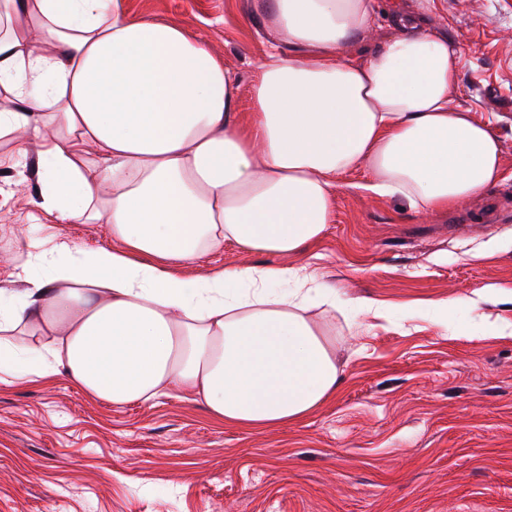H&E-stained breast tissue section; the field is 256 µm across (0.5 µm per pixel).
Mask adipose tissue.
<instances>
[{
  "label": "adipose tissue",
  "instance_id": "1",
  "mask_svg": "<svg viewBox=\"0 0 512 512\" xmlns=\"http://www.w3.org/2000/svg\"><path fill=\"white\" fill-rule=\"evenodd\" d=\"M294 54L266 52L237 113L235 74L172 23L122 0H0V161L36 147L42 207L105 221L111 249L68 241L16 263L0 301V375L64 374L123 405L180 393L251 430L302 421L338 388L336 352L310 306L336 291L307 265L180 266L225 244L289 256L332 224L346 173L410 208L472 199L502 173L487 123L453 112L460 45L397 12L398 36L363 58L342 47L377 22L374 0H260ZM46 272H39L41 261Z\"/></svg>",
  "mask_w": 512,
  "mask_h": 512
}]
</instances>
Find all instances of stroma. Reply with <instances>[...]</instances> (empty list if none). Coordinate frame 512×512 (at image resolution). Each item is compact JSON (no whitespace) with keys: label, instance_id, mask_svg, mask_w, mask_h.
I'll return each instance as SVG.
<instances>
[{"label":"stroma","instance_id":"obj_1","mask_svg":"<svg viewBox=\"0 0 512 512\" xmlns=\"http://www.w3.org/2000/svg\"><path fill=\"white\" fill-rule=\"evenodd\" d=\"M129 16L167 21L205 39L238 78V110L266 51L290 53L253 0H123ZM380 13L422 12L463 49L452 111L488 122L503 173L475 200L434 213L365 189L347 175L333 224L285 257L335 286L400 308L451 299L461 328L442 336L426 316L321 318L340 384L302 422L246 431L188 398L114 406L59 375L0 382V512H512V0H377ZM23 170L0 168V289L17 293L13 259L65 239L112 247L105 222L58 224L39 188L11 195ZM228 244L183 267L273 264ZM493 294L478 312L461 303Z\"/></svg>","mask_w":512,"mask_h":512}]
</instances>
